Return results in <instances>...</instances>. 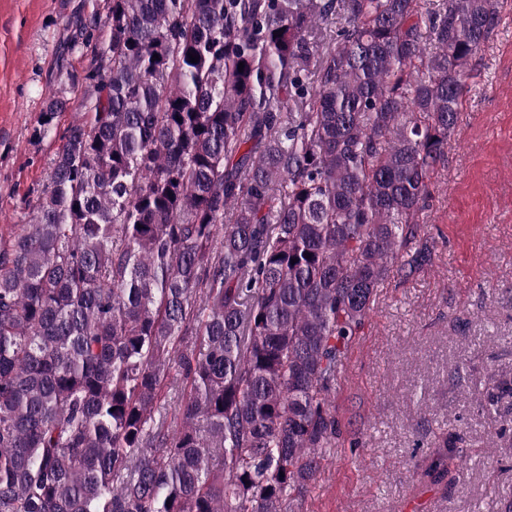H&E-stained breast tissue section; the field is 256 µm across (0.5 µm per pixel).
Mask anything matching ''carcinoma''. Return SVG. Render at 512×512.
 Wrapping results in <instances>:
<instances>
[{
    "instance_id": "1",
    "label": "carcinoma",
    "mask_w": 512,
    "mask_h": 512,
    "mask_svg": "<svg viewBox=\"0 0 512 512\" xmlns=\"http://www.w3.org/2000/svg\"><path fill=\"white\" fill-rule=\"evenodd\" d=\"M503 4L110 0L104 37L74 15L70 46L98 53L87 119L32 223L0 231V512L305 496L348 347L393 267L429 256L418 230ZM460 458L450 435L425 476Z\"/></svg>"
}]
</instances>
